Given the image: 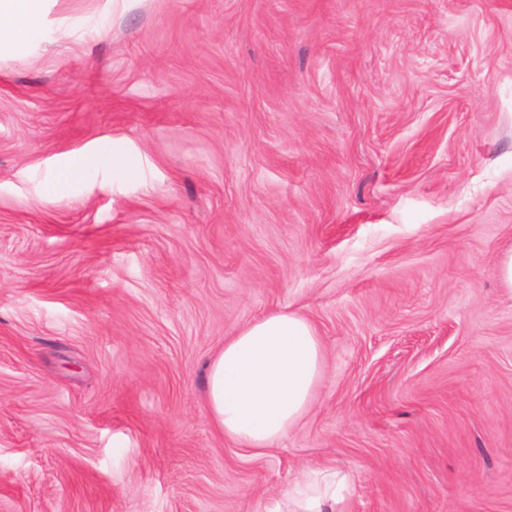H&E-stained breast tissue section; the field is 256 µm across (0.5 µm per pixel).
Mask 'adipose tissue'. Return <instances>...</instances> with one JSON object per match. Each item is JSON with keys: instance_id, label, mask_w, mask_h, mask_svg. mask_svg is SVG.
<instances>
[{"instance_id": "ef3b65f1", "label": "adipose tissue", "mask_w": 512, "mask_h": 512, "mask_svg": "<svg viewBox=\"0 0 512 512\" xmlns=\"http://www.w3.org/2000/svg\"><path fill=\"white\" fill-rule=\"evenodd\" d=\"M43 0H0V55L43 34ZM323 345L304 316L270 312L224 341L207 372V404L225 438L266 448L305 416L322 371ZM348 477L331 467L289 485L290 512H344Z\"/></svg>"}]
</instances>
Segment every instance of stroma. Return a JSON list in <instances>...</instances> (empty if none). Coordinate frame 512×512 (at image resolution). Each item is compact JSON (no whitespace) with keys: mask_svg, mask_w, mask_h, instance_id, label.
Wrapping results in <instances>:
<instances>
[{"mask_svg":"<svg viewBox=\"0 0 512 512\" xmlns=\"http://www.w3.org/2000/svg\"><path fill=\"white\" fill-rule=\"evenodd\" d=\"M0 57V512H512V0H45ZM122 169L56 183L68 160ZM288 309L303 420L206 369ZM315 326L291 311H272L224 341L207 372V404L224 437L268 448L305 416L322 371ZM348 476L336 468L314 470L288 486L289 512H344Z\"/></svg>","mask_w":512,"mask_h":512,"instance_id":"1","label":"stroma"}]
</instances>
